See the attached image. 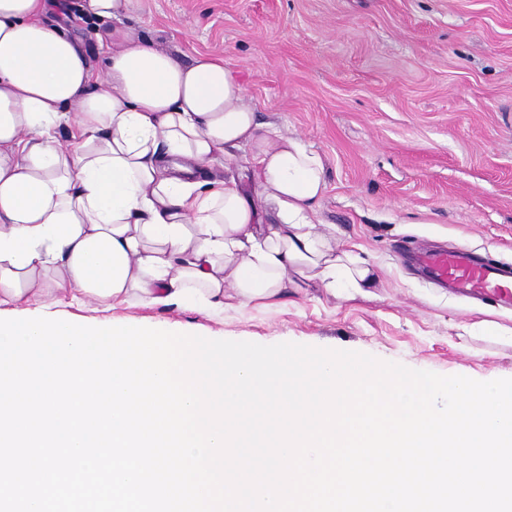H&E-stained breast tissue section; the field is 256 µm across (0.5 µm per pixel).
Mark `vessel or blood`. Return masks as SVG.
Segmentation results:
<instances>
[{
  "instance_id": "1",
  "label": "vessel or blood",
  "mask_w": 512,
  "mask_h": 512,
  "mask_svg": "<svg viewBox=\"0 0 512 512\" xmlns=\"http://www.w3.org/2000/svg\"><path fill=\"white\" fill-rule=\"evenodd\" d=\"M422 274L444 283L448 290L462 295H490L502 304L512 303V265L493 263L483 256L462 249L426 251L416 258Z\"/></svg>"
}]
</instances>
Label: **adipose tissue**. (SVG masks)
I'll use <instances>...</instances> for the list:
<instances>
[{
  "label": "adipose tissue",
  "mask_w": 512,
  "mask_h": 512,
  "mask_svg": "<svg viewBox=\"0 0 512 512\" xmlns=\"http://www.w3.org/2000/svg\"><path fill=\"white\" fill-rule=\"evenodd\" d=\"M131 0H0V302L69 289L201 313L378 277L317 219L322 156L259 122L223 58L133 36ZM112 22L96 72L55 15ZM72 130L70 143L56 131ZM247 151L253 196L204 178Z\"/></svg>",
  "instance_id": "1"
}]
</instances>
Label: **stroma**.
I'll return each mask as SVG.
<instances>
[{
  "label": "stroma",
  "mask_w": 512,
  "mask_h": 512,
  "mask_svg": "<svg viewBox=\"0 0 512 512\" xmlns=\"http://www.w3.org/2000/svg\"><path fill=\"white\" fill-rule=\"evenodd\" d=\"M129 24L184 59L223 56L261 121L321 154L318 218L364 246L378 284L367 295L291 288L269 307L209 315L56 291L0 314L512 378V310L451 296L400 258L452 243L512 260V0H134Z\"/></svg>",
  "instance_id": "stroma-1"
}]
</instances>
